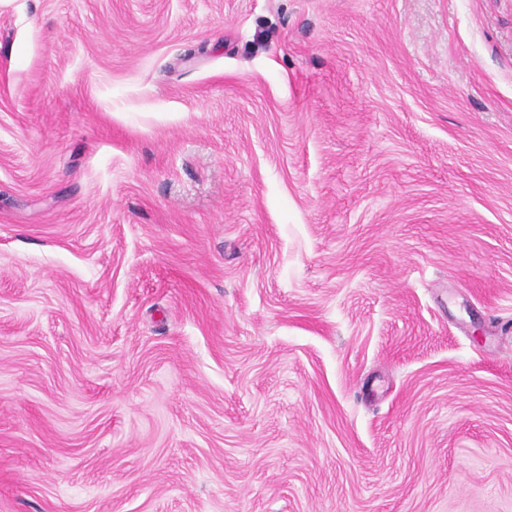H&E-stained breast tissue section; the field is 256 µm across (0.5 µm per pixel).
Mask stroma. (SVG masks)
Listing matches in <instances>:
<instances>
[{
	"mask_svg": "<svg viewBox=\"0 0 512 512\" xmlns=\"http://www.w3.org/2000/svg\"><path fill=\"white\" fill-rule=\"evenodd\" d=\"M0 512H512V0H0Z\"/></svg>",
	"mask_w": 512,
	"mask_h": 512,
	"instance_id": "stroma-1",
	"label": "stroma"
}]
</instances>
